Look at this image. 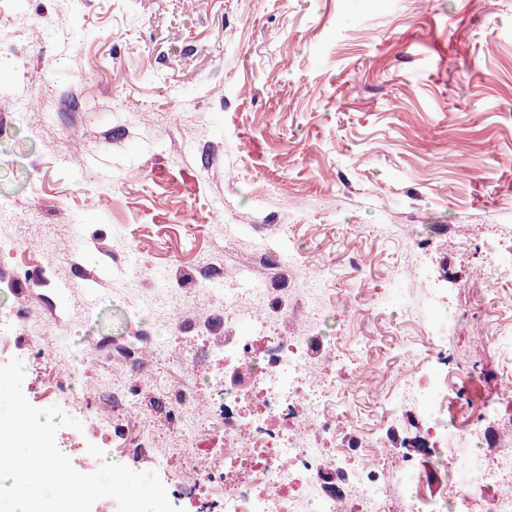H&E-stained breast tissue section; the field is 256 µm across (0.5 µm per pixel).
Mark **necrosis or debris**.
Masks as SVG:
<instances>
[{
    "label": "necrosis or debris",
    "mask_w": 512,
    "mask_h": 512,
    "mask_svg": "<svg viewBox=\"0 0 512 512\" xmlns=\"http://www.w3.org/2000/svg\"><path fill=\"white\" fill-rule=\"evenodd\" d=\"M494 271L506 277L512 265L472 264L464 297L453 303L429 289L414 372L383 397H368L378 422L361 437L353 417L336 411L345 390L329 381L336 340L318 334L316 316L287 308L261 284L225 289V316L246 324L217 341L223 389L190 365L159 401L170 419L198 414L223 434L217 455L224 467L197 469L175 494L190 498L223 482V493L201 501L199 512H512V417L500 413L512 373L486 368L491 398L468 417L448 414L472 375L451 353L448 335L473 323L465 296ZM405 420L412 430L393 449L391 426ZM426 460L437 464L448 493L427 494Z\"/></svg>",
    "instance_id": "obj_1"
}]
</instances>
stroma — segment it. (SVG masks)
Listing matches in <instances>:
<instances>
[{"label": "stroma", "mask_w": 512, "mask_h": 512, "mask_svg": "<svg viewBox=\"0 0 512 512\" xmlns=\"http://www.w3.org/2000/svg\"><path fill=\"white\" fill-rule=\"evenodd\" d=\"M1 60L0 237L32 217L81 227L40 281L0 248V365L21 361L38 408L57 405L81 343L122 342L132 302L174 335L167 378L205 363L204 327L223 329V290L256 254L269 287L339 337L340 370L371 367L393 388L416 352L415 252L428 281L456 288L470 239L512 225V0H0ZM479 288L476 326L450 339L463 362L494 359L479 327L512 328V280ZM344 296L383 310L361 318ZM79 305L91 318L58 327ZM85 364L99 392L74 413L81 429L56 435L78 470L88 445L123 447L103 408L142 368ZM153 399L134 411L152 450L123 465L167 454L177 479L211 462L223 435L197 433L182 458Z\"/></svg>", "instance_id": "obj_1"}]
</instances>
